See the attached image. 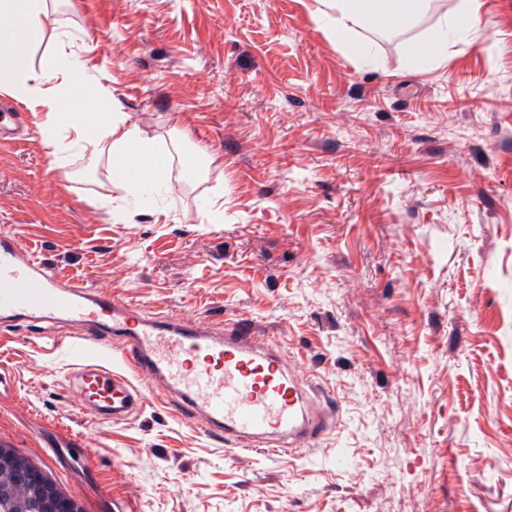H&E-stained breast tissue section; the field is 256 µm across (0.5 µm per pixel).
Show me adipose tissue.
Returning a JSON list of instances; mask_svg holds the SVG:
<instances>
[{"instance_id": "adipose-tissue-1", "label": "adipose tissue", "mask_w": 512, "mask_h": 512, "mask_svg": "<svg viewBox=\"0 0 512 512\" xmlns=\"http://www.w3.org/2000/svg\"><path fill=\"white\" fill-rule=\"evenodd\" d=\"M317 2L314 13L327 35L351 55L365 59L369 52L358 38L359 27L409 31L432 0ZM481 7V0H461L457 12L433 35L409 42L406 57L411 71L428 72L447 59L449 47L477 31ZM50 17L49 0H0V90L30 107H46L40 131L52 165H60L62 152L73 147L105 150L111 157L113 187L131 195L153 193L170 177V153L115 111L110 98L93 95L78 57L59 53L47 70L30 65L29 50L44 38Z\"/></svg>"}]
</instances>
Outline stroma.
I'll use <instances>...</instances> for the list:
<instances>
[{
    "label": "stroma",
    "mask_w": 512,
    "mask_h": 512,
    "mask_svg": "<svg viewBox=\"0 0 512 512\" xmlns=\"http://www.w3.org/2000/svg\"><path fill=\"white\" fill-rule=\"evenodd\" d=\"M471 44L409 72L324 34L315 0H57L90 89L164 146L218 152L200 179L124 196L107 155L52 167L37 119L0 150V230L73 282L147 312L241 320L329 386L335 431L290 458L240 453L152 403L80 411L68 344L0 336V441L44 463L45 430L88 461L49 477L84 512H512V0ZM221 204L207 207V200Z\"/></svg>",
    "instance_id": "stroma-1"
}]
</instances>
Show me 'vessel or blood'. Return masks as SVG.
<instances>
[{
    "label": "vessel or blood",
    "mask_w": 512,
    "mask_h": 512,
    "mask_svg": "<svg viewBox=\"0 0 512 512\" xmlns=\"http://www.w3.org/2000/svg\"><path fill=\"white\" fill-rule=\"evenodd\" d=\"M19 112L0 108V145L16 142ZM53 321L72 327L80 361L74 393L81 409L125 420L145 405L136 386L161 383L162 404L196 420L220 445L288 455L331 433L338 406L325 386L286 361L278 343L232 321L224 328L181 314H146L114 294L65 279L15 234L0 233V331ZM48 466L79 458L72 438L46 444Z\"/></svg>",
    "instance_id": "obj_1"
}]
</instances>
